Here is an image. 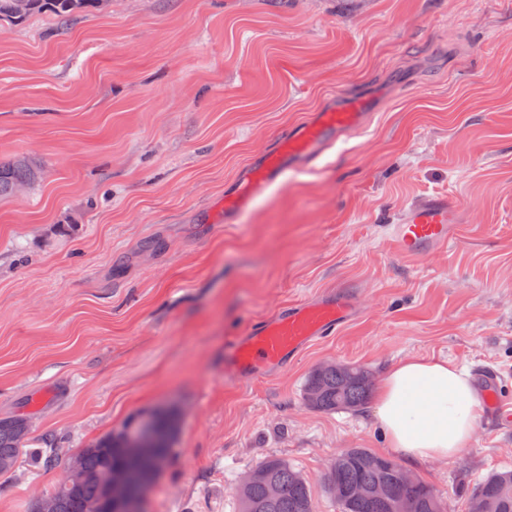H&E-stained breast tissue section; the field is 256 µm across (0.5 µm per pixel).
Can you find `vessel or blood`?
Wrapping results in <instances>:
<instances>
[{
    "label": "vessel or blood",
    "instance_id": "obj_1",
    "mask_svg": "<svg viewBox=\"0 0 512 512\" xmlns=\"http://www.w3.org/2000/svg\"><path fill=\"white\" fill-rule=\"evenodd\" d=\"M370 115L366 98L350 96L318 113L313 121L288 131L262 155L243 186L225 194V218L244 212L288 169L315 163L342 137L367 122ZM453 207V202L443 195L428 197L415 205L401 223L391 228L398 251L423 261L446 249ZM354 306L352 292L342 291L314 302L288 305L273 317L252 324L232 351V363L240 378L246 379L264 368L279 365L285 357L332 336L347 321Z\"/></svg>",
    "mask_w": 512,
    "mask_h": 512
}]
</instances>
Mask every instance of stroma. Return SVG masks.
<instances>
[{"instance_id":"stroma-1","label":"stroma","mask_w":512,"mask_h":512,"mask_svg":"<svg viewBox=\"0 0 512 512\" xmlns=\"http://www.w3.org/2000/svg\"><path fill=\"white\" fill-rule=\"evenodd\" d=\"M353 93L372 119L225 223L262 151ZM19 156L44 177L0 200V418L66 454L175 408L144 512H238L269 456L340 512L322 484L336 454L393 452L372 405H307L324 363L379 382L445 359L512 401V0H112L5 22L0 161ZM436 194L456 206L447 250L400 255L388 228ZM346 287L359 308L334 337L238 379L250 322ZM505 466L512 428L483 416L458 457L409 471L468 512ZM60 477L20 456L0 512Z\"/></svg>"}]
</instances>
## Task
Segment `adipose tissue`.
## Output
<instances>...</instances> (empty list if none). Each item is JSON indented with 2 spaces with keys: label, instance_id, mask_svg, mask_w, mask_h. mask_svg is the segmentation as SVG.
<instances>
[{
  "label": "adipose tissue",
  "instance_id": "ef3b65f1",
  "mask_svg": "<svg viewBox=\"0 0 512 512\" xmlns=\"http://www.w3.org/2000/svg\"><path fill=\"white\" fill-rule=\"evenodd\" d=\"M481 409L467 370L445 360L411 357L387 372L374 417L393 452L417 463L457 456L472 441Z\"/></svg>",
  "mask_w": 512,
  "mask_h": 512
}]
</instances>
